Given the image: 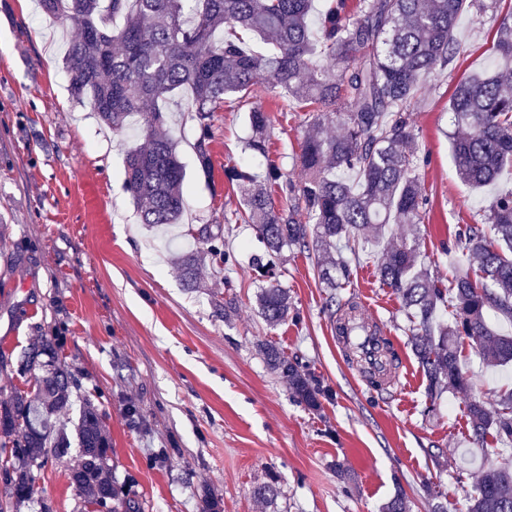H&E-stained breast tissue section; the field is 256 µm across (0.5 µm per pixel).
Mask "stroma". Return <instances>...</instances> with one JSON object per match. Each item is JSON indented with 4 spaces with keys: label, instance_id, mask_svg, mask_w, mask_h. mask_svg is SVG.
Masks as SVG:
<instances>
[{
    "label": "stroma",
    "instance_id": "stroma-1",
    "mask_svg": "<svg viewBox=\"0 0 512 512\" xmlns=\"http://www.w3.org/2000/svg\"><path fill=\"white\" fill-rule=\"evenodd\" d=\"M512 22V0L487 13L464 12L456 29L459 53L429 75L411 121L429 158L419 170L427 201L419 248L428 271L449 283L460 256L444 254L458 225L482 224L492 196L512 190L506 170L490 188L472 189L451 161L455 130L448 110L457 81L489 69L501 21ZM66 21L42 16L35 0H0V390H33L36 372L17 370L22 351L51 338L72 373L76 402L105 416L108 464L121 498L139 512H200L203 490L223 512H381L403 492L412 512H429L425 482L460 512L482 465L498 464L495 437H470L471 397L493 403L512 387V364L486 365L461 341L470 390L427 398V380L409 345L411 322L377 275L376 254L360 255L338 289L341 302L359 300L380 321L404 363L401 385L373 391L347 357L332 328L328 289L306 250L277 260L278 281L292 304L286 321L267 325L256 295L265 280L252 266L262 253L252 225L233 223L239 192L224 171L247 165L264 173L275 163L293 180L306 135L305 115L284 110L276 93L258 87L251 104L270 120L268 156L244 149V110L215 112L210 174H198V130L184 98L164 105L167 128L187 170L186 209L165 236L141 224L124 188L128 149L137 126L116 133L72 100L63 68ZM221 235L231 260L223 273L205 259L200 286L187 289L175 265L183 250ZM275 343L305 365L324 388L319 410L292 396L259 347ZM443 448L442 458L429 455ZM76 453L49 461L34 499L19 512H89L69 474ZM470 470L458 479L461 467ZM278 489L273 503L255 494Z\"/></svg>",
    "mask_w": 512,
    "mask_h": 512
}]
</instances>
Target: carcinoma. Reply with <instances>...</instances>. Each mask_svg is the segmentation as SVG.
<instances>
[{
	"label": "carcinoma",
	"mask_w": 512,
	"mask_h": 512,
	"mask_svg": "<svg viewBox=\"0 0 512 512\" xmlns=\"http://www.w3.org/2000/svg\"><path fill=\"white\" fill-rule=\"evenodd\" d=\"M40 12L62 16L77 28L63 56L71 97L90 103L115 132L139 117L143 143L125 157L124 186L141 223H180L186 168L177 142L163 130L162 104L191 91L187 112L199 131L196 167L208 174L213 113L224 103H241L255 87L267 85L285 105L308 113L311 126L297 161L304 179L279 168L264 176L248 169L225 171L240 194L237 219L255 227L265 253L252 264L267 278L257 295L261 318L275 326L288 318L287 289L275 278L274 258L286 249L312 248L321 254L318 278L326 288L349 279L347 251L355 257L384 242L391 225H418L425 204L418 185L422 151L410 120L423 78L443 72L458 50L454 30L468 8L488 11L487 0H329L312 30L313 0H38ZM495 66L457 84L449 109L469 133L452 141L459 178L480 188L512 167V25L502 21ZM246 148L266 153L269 119L252 107ZM336 125L339 133L327 129ZM290 201L276 207L267 186ZM493 235L480 224L459 228L454 248L465 256L449 287L421 265L416 245L387 243L378 260L380 281L391 288L413 320L409 344L436 403L445 392L467 389L469 379L455 344L469 340L492 365L512 362V336L492 329L494 312L512 320V192L487 204ZM199 255L180 257L184 284L197 287ZM453 320H439L447 301ZM260 351L271 369L288 380L294 397L312 409L323 388L297 361L276 346ZM38 366L33 391L17 388L0 398V447L11 462L0 467V512L31 500L39 474L54 458L78 448L70 480L98 505L116 497L107 463L109 441L102 414L85 402L73 429L57 425L72 409L68 370L55 345L45 339L23 352L19 371ZM471 438L489 430L502 448V463L481 470L466 497V512H512V389L499 393L494 412L485 402L469 404Z\"/></svg>",
	"instance_id": "1"
}]
</instances>
